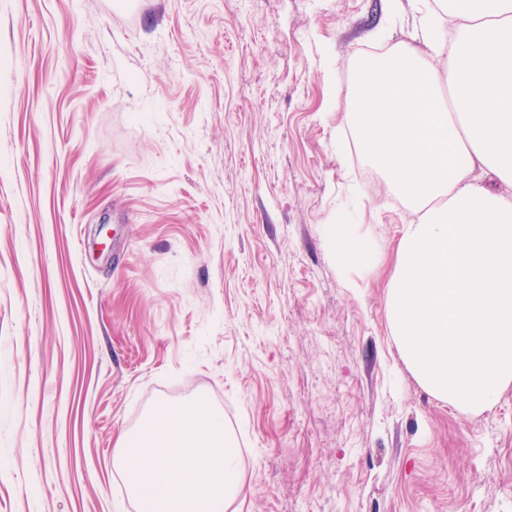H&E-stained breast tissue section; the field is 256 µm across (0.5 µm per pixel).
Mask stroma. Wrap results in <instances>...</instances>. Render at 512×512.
<instances>
[{
  "mask_svg": "<svg viewBox=\"0 0 512 512\" xmlns=\"http://www.w3.org/2000/svg\"><path fill=\"white\" fill-rule=\"evenodd\" d=\"M415 0H0V512H137L121 431L219 410L227 512H512V386L472 415L390 333L403 199L349 131ZM379 262L340 268L327 225Z\"/></svg>",
  "mask_w": 512,
  "mask_h": 512,
  "instance_id": "35a3bbf8",
  "label": "stroma"
}]
</instances>
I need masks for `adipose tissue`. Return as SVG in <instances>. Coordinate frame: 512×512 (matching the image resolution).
Returning <instances> with one entry per match:
<instances>
[{"instance_id":"ef3b65f1","label":"adipose tissue","mask_w":512,"mask_h":512,"mask_svg":"<svg viewBox=\"0 0 512 512\" xmlns=\"http://www.w3.org/2000/svg\"><path fill=\"white\" fill-rule=\"evenodd\" d=\"M458 19L453 37L445 17ZM428 48L362 61L347 89L359 150L406 200L387 290L391 334L437 399L473 413L512 385V0H430ZM327 235L343 266L376 254L353 224Z\"/></svg>"}]
</instances>
